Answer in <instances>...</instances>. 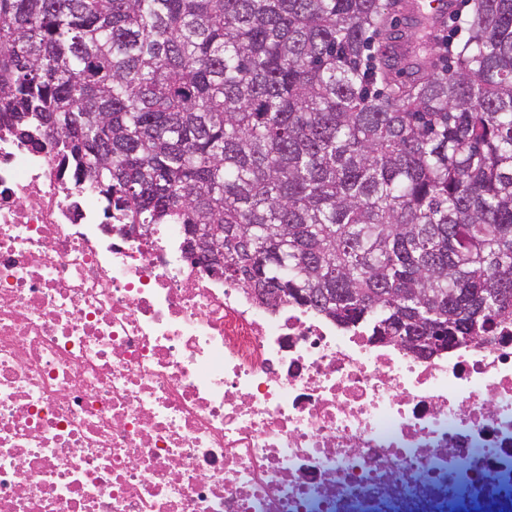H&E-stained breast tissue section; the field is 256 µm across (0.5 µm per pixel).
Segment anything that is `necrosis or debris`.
I'll return each mask as SVG.
<instances>
[{
    "mask_svg": "<svg viewBox=\"0 0 512 512\" xmlns=\"http://www.w3.org/2000/svg\"><path fill=\"white\" fill-rule=\"evenodd\" d=\"M187 238L0 115V512H512V321L423 359Z\"/></svg>",
    "mask_w": 512,
    "mask_h": 512,
    "instance_id": "4bbe7bcc",
    "label": "necrosis or debris"
}]
</instances>
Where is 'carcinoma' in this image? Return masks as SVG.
I'll return each mask as SVG.
<instances>
[{
	"label": "carcinoma",
	"instance_id": "cac0c4a2",
	"mask_svg": "<svg viewBox=\"0 0 512 512\" xmlns=\"http://www.w3.org/2000/svg\"><path fill=\"white\" fill-rule=\"evenodd\" d=\"M397 4L0 0V111L133 223L210 225L224 279L459 345L512 321V0L405 79Z\"/></svg>",
	"mask_w": 512,
	"mask_h": 512
}]
</instances>
